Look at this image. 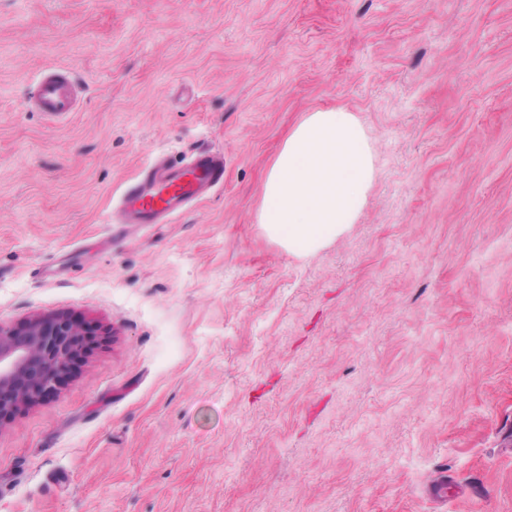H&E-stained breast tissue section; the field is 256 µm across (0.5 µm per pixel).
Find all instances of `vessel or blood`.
<instances>
[{"mask_svg": "<svg viewBox=\"0 0 512 512\" xmlns=\"http://www.w3.org/2000/svg\"><path fill=\"white\" fill-rule=\"evenodd\" d=\"M77 91L66 72L46 70L40 77L34 104L50 119H63L74 112ZM224 178L222 155L205 150L186 164L127 185L120 210L127 224H158L180 213L186 203L216 186Z\"/></svg>", "mask_w": 512, "mask_h": 512, "instance_id": "1", "label": "vessel or blood"}]
</instances>
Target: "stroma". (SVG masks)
Segmentation results:
<instances>
[{
	"label": "stroma",
	"mask_w": 512,
	"mask_h": 512,
	"mask_svg": "<svg viewBox=\"0 0 512 512\" xmlns=\"http://www.w3.org/2000/svg\"><path fill=\"white\" fill-rule=\"evenodd\" d=\"M335 107L376 179L298 257L262 184ZM202 150L222 186L117 223ZM56 314L95 336L0 429V512H512V0H0V324ZM77 91L68 74L61 69H48L36 86L34 105L52 120L63 119L75 112Z\"/></svg>",
	"instance_id": "obj_1"
}]
</instances>
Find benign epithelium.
<instances>
[{"mask_svg": "<svg viewBox=\"0 0 512 512\" xmlns=\"http://www.w3.org/2000/svg\"><path fill=\"white\" fill-rule=\"evenodd\" d=\"M90 336L83 321L65 314L0 325V427L56 393Z\"/></svg>", "mask_w": 512, "mask_h": 512, "instance_id": "obj_1", "label": "benign epithelium"}]
</instances>
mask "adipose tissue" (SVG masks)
<instances>
[{
	"instance_id": "1",
	"label": "adipose tissue",
	"mask_w": 512,
	"mask_h": 512,
	"mask_svg": "<svg viewBox=\"0 0 512 512\" xmlns=\"http://www.w3.org/2000/svg\"><path fill=\"white\" fill-rule=\"evenodd\" d=\"M375 175L373 149L353 113L308 112L270 167L256 221L288 253L313 256L357 223Z\"/></svg>"
}]
</instances>
